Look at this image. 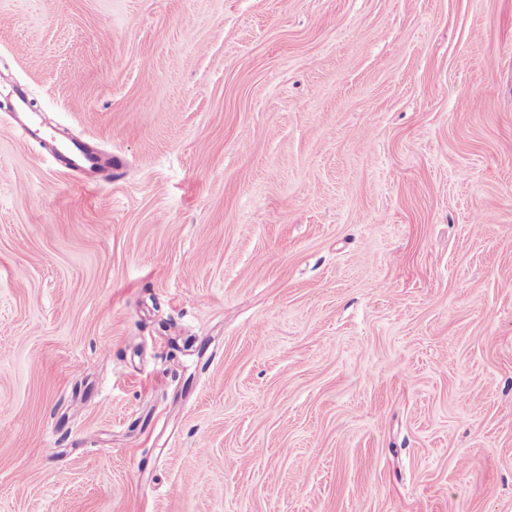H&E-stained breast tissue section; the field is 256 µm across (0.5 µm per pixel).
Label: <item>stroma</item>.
Segmentation results:
<instances>
[{"label":"stroma","mask_w":512,"mask_h":512,"mask_svg":"<svg viewBox=\"0 0 512 512\" xmlns=\"http://www.w3.org/2000/svg\"><path fill=\"white\" fill-rule=\"evenodd\" d=\"M0 512H512V0H0ZM66 164L76 170L93 171V161L85 153L78 141H70L64 147Z\"/></svg>","instance_id":"stroma-1"}]
</instances>
